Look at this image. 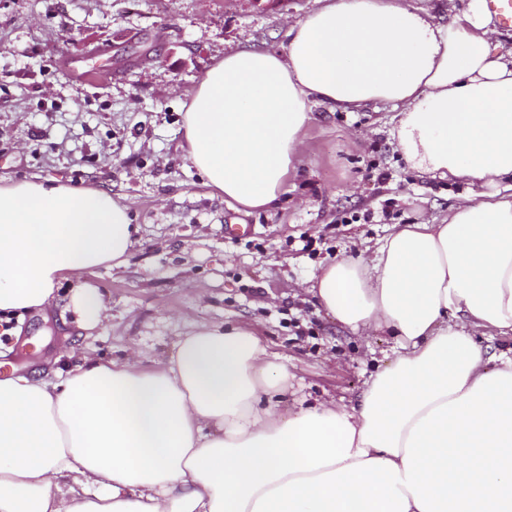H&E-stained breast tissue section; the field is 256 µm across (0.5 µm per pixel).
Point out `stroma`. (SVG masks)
<instances>
[{
	"label": "stroma",
	"instance_id": "1",
	"mask_svg": "<svg viewBox=\"0 0 512 512\" xmlns=\"http://www.w3.org/2000/svg\"><path fill=\"white\" fill-rule=\"evenodd\" d=\"M315 0H0V178L93 187L133 201L125 267L83 279L109 318L80 328L63 282L46 315L0 337V359L54 378L76 354L145 365L198 324L254 325L291 376L285 403L358 404L390 344L336 322L308 291L322 264L373 256L398 224L442 218L466 184L418 175L382 105L314 108L288 190L230 208L182 147L184 104L228 51L283 56ZM240 224L229 235L225 225Z\"/></svg>",
	"mask_w": 512,
	"mask_h": 512
}]
</instances>
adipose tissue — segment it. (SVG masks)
I'll return each mask as SVG.
<instances>
[{"label": "adipose tissue", "instance_id": "ef3b65f1", "mask_svg": "<svg viewBox=\"0 0 512 512\" xmlns=\"http://www.w3.org/2000/svg\"><path fill=\"white\" fill-rule=\"evenodd\" d=\"M485 0L447 22L404 0H317L288 52L225 53L189 95L183 147L235 208L287 191L313 104L400 112L419 172L472 190L439 221L392 232L371 261L310 288L337 322L390 336L359 407H290L285 366L246 324H202L155 367L81 356L60 380L0 378V512H512V54ZM131 200L0 182V321L75 278L84 327L106 308L83 274L126 266ZM476 339L483 347L489 369L497 365V359L501 353L507 352L512 347L511 333L508 336H476Z\"/></svg>", "mask_w": 512, "mask_h": 512}]
</instances>
